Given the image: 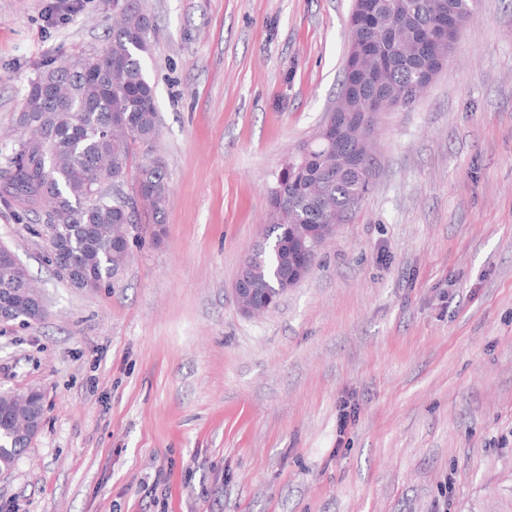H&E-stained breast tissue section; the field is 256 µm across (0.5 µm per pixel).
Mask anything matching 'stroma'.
<instances>
[{
    "instance_id": "obj_1",
    "label": "stroma",
    "mask_w": 512,
    "mask_h": 512,
    "mask_svg": "<svg viewBox=\"0 0 512 512\" xmlns=\"http://www.w3.org/2000/svg\"><path fill=\"white\" fill-rule=\"evenodd\" d=\"M0 0V164L45 64L102 48L112 0ZM352 0H147L165 233L69 288L33 219L0 245L47 314L0 325V391L41 429L0 512H512V0L470 19L373 187L259 317L233 285L268 189L336 103Z\"/></svg>"
}]
</instances>
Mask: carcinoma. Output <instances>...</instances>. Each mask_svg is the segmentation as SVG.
<instances>
[{
	"instance_id": "carcinoma-1",
	"label": "carcinoma",
	"mask_w": 512,
	"mask_h": 512,
	"mask_svg": "<svg viewBox=\"0 0 512 512\" xmlns=\"http://www.w3.org/2000/svg\"><path fill=\"white\" fill-rule=\"evenodd\" d=\"M145 0H112V36L99 50L54 61L30 82L16 118L24 133L0 168V203L36 214L48 263L66 271L71 287L96 291L115 285L131 259V231L151 220L161 238L170 186L162 158L152 152L159 113L146 76L155 24ZM488 0H359L349 27L355 52L346 62L337 100L346 112L342 137L353 169L336 172V129L303 144L269 190L262 241L246 260L261 295L287 287L283 272L310 259L325 211L348 210L369 191L374 157L349 140L363 120L365 94L380 88L393 109H410L442 69L432 37L443 13L467 21ZM146 147L133 194L121 192L135 145ZM35 286L24 267L0 264V324L28 325ZM34 406L0 392V470L12 469L31 443Z\"/></svg>"
}]
</instances>
